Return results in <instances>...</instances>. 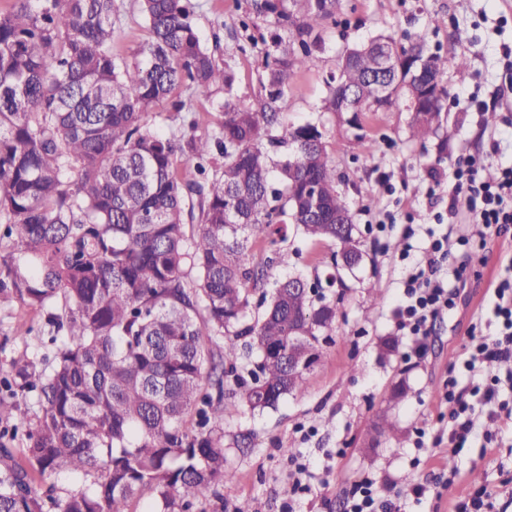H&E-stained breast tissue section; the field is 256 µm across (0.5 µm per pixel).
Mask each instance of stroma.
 <instances>
[{
	"mask_svg": "<svg viewBox=\"0 0 512 512\" xmlns=\"http://www.w3.org/2000/svg\"><path fill=\"white\" fill-rule=\"evenodd\" d=\"M202 43L216 58L234 69V94L248 105L258 104L262 91L267 40L275 18L262 12L258 0H191ZM119 21L112 51L122 57L148 39V29L137 0H116ZM439 16L441 25L430 22ZM404 34L420 39L428 53L442 54L449 40L469 60L467 68L448 65L441 82L448 91V141L434 138L421 144L411 140L406 105L387 112H324L320 106L327 80L336 71L347 46L377 34ZM316 42L305 68L296 70L288 86V121L317 123L326 150L341 177L339 190L353 214L356 237L364 252L363 263L342 271L334 286L324 287L326 299L336 303V331L323 345L319 364L308 376V389L299 397H285L277 408L261 412L241 406L232 395L224 397V448L232 482L220 487L225 508L243 500L252 512H345L350 482L370 474L401 490L405 479L431 480L457 464L459 472L441 499L403 500L401 512H451L455 500L474 489L512 478V430L500 427L485 411L475 415V436L459 453L447 445L417 449L419 431L438 428L449 405L440 400L448 366L464 351L470 331L488 336L497 325L487 314L489 283L498 272L500 243L482 250V262L471 263L468 285L455 297L447 316L437 319L419 354L408 355L409 337L396 329L393 312L403 301L402 282L421 256L432 213L441 211L446 223L465 224L466 213L446 212L447 195L428 197L431 174L448 175L459 159L480 155L485 165H512V96L501 95L498 70L504 48H512V0H341L335 21L316 27ZM183 113L162 103L147 119L151 130L172 133L182 129L183 118L200 127L216 126L223 93L211 95L179 90ZM496 113L495 125L483 122ZM374 144L364 153L362 141ZM390 212L410 215L415 229L405 238L403 224L387 237L374 239L367 221ZM288 269L313 276L319 258L331 257L332 244L288 233ZM380 288L383 299L373 304L370 286ZM53 331L45 312L0 297V369L13 362L49 354ZM407 386L409 397L394 403L391 394ZM392 417L399 434L369 444L379 415ZM499 437L498 447L483 449L484 435ZM420 466H412L413 457ZM305 464L297 474V464ZM480 482H473V472ZM311 488L293 497L295 479Z\"/></svg>",
	"mask_w": 512,
	"mask_h": 512,
	"instance_id": "1",
	"label": "stroma"
}]
</instances>
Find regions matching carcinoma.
<instances>
[{
    "instance_id": "carcinoma-1",
    "label": "carcinoma",
    "mask_w": 512,
    "mask_h": 512,
    "mask_svg": "<svg viewBox=\"0 0 512 512\" xmlns=\"http://www.w3.org/2000/svg\"><path fill=\"white\" fill-rule=\"evenodd\" d=\"M149 40L128 60L112 54L115 0H12L0 12V218L13 250L0 294L48 315L50 369L33 360L0 369V387L39 396L34 417L0 430V512H127L147 492L153 512H192L233 481L224 457V377L251 410L306 392L307 373L263 355L288 333L336 332V305L313 299L321 280L273 278L288 253L255 261L249 237L336 239V214L355 225L314 123L290 126L287 89L311 56L308 37L334 18L336 0H266L288 28L274 38L258 107L238 102L233 75L201 43L190 0H138ZM395 55L385 102L370 76L378 49ZM468 59L448 44L424 55L411 37L378 36L346 50L328 80L327 112H372L420 100L410 138L444 130L445 88L416 82ZM224 92L214 131L168 135L146 128L181 88ZM285 150L276 162L270 148ZM196 228L186 233V226ZM262 292L252 313L249 288ZM197 428L186 427L189 417ZM379 438L398 433L383 414ZM25 436V445L10 441ZM64 468L95 476L61 496L41 477Z\"/></svg>"
}]
</instances>
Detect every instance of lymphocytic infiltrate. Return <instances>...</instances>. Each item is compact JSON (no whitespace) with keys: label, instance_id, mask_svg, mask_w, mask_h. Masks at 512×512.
<instances>
[{"label":"lymphocytic infiltrate","instance_id":"lymphocytic-infiltrate-1","mask_svg":"<svg viewBox=\"0 0 512 512\" xmlns=\"http://www.w3.org/2000/svg\"><path fill=\"white\" fill-rule=\"evenodd\" d=\"M481 167L480 160L467 157L456 161L451 171L453 187L448 210L465 211L473 224L471 231L457 238L461 260L449 262L447 235H430L415 271L403 283L406 302L398 311L399 326L414 337L416 347H423L429 322L446 314L452 304L467 270L465 255L486 249L495 239L512 238V166L502 167L492 182L481 179ZM501 264L506 274L495 279L490 296L498 329L491 336L472 337L463 360L464 368L471 373L485 363L512 360V254L503 253ZM504 382L512 385V372L503 378L490 376L466 392L458 390L455 379H448L442 398L454 406L450 425L447 431L436 430L427 438L418 439L417 447L429 444L436 448L444 442L455 451L464 447L473 428V407L466 400L470 394L492 404V419L512 424V402L497 399Z\"/></svg>","mask_w":512,"mask_h":512}]
</instances>
